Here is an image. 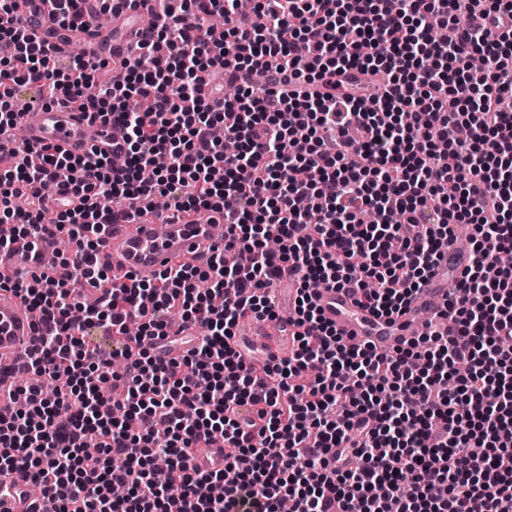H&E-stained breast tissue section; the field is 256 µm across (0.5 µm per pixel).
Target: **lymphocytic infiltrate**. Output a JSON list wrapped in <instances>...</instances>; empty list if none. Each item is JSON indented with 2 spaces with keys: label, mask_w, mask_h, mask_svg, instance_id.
Wrapping results in <instances>:
<instances>
[{
  "label": "lymphocytic infiltrate",
  "mask_w": 512,
  "mask_h": 512,
  "mask_svg": "<svg viewBox=\"0 0 512 512\" xmlns=\"http://www.w3.org/2000/svg\"><path fill=\"white\" fill-rule=\"evenodd\" d=\"M153 0L142 51L98 84L86 54L58 65L0 0V135L36 106L88 101L125 130L123 166L51 148L0 151V265L67 239L57 265L0 272L42 329L0 419V475L24 473L45 512H512V0ZM448 38H432L430 17ZM234 65L238 97L203 74ZM356 69L385 73L377 93L338 92ZM271 84L256 94L253 78ZM462 129L444 152L448 126ZM240 149L225 156L222 136ZM198 216L223 211L224 251L205 266L116 277L99 234L136 203ZM472 227L439 322L409 347L353 343L312 303L351 288L382 316L400 311ZM297 282L294 349L262 367L230 340L248 315L277 320L268 291ZM205 327L180 363L159 361L169 314ZM149 345L92 346V333ZM234 453L201 472L191 451ZM169 462L167 484L150 464Z\"/></svg>",
  "instance_id": "lymphocytic-infiltrate-1"
}]
</instances>
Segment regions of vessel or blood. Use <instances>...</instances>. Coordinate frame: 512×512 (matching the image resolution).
<instances>
[{
    "label": "vessel or blood",
    "mask_w": 512,
    "mask_h": 512,
    "mask_svg": "<svg viewBox=\"0 0 512 512\" xmlns=\"http://www.w3.org/2000/svg\"><path fill=\"white\" fill-rule=\"evenodd\" d=\"M145 8H124L113 12L110 26L90 20L87 29L78 34L61 30L49 14L44 0H25L22 26L36 41L53 46L77 41L94 46L103 56L115 61L129 57L143 27ZM25 140L31 146H48L72 156L101 154L117 157L126 151L124 141L112 132L108 122H90L80 106H47L26 113L23 119ZM213 223H187L184 214L145 211L143 205L126 209L114 223L105 225L100 237L101 255L122 270L158 272L173 266L207 261L213 247L223 245L214 229L223 225L224 215L217 212ZM448 286L443 279L433 278L421 288L411 302L394 317L376 315L361 306L354 293L346 288L317 289L313 300L323 315L336 322L344 336L375 351L387 354L406 347L425 332L428 316L444 309ZM257 350L275 353L292 346V338L282 332L277 321L248 320L242 331ZM189 331L172 327L158 355L163 361L179 360L186 355L184 342ZM38 336V323L27 305L12 292L0 290V409L12 406L13 384L4 372L5 366L20 365L27 359ZM223 440L193 449L192 463L202 471L213 472L224 467ZM41 500L17 475L0 476V512H35Z\"/></svg>",
    "instance_id": "b4317fda"
}]
</instances>
